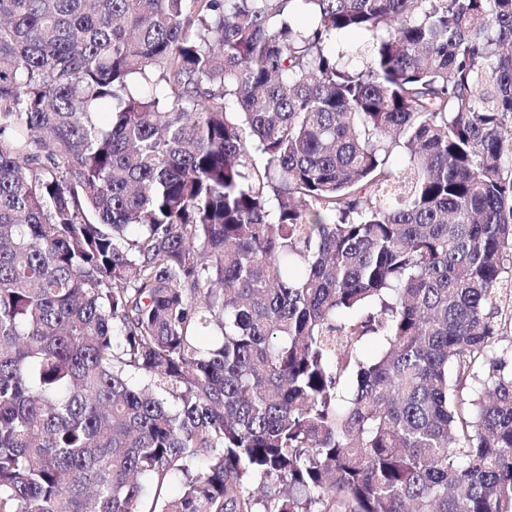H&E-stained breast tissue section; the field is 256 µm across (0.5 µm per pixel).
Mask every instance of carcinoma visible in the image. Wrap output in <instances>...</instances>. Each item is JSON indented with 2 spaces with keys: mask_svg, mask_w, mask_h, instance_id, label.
I'll use <instances>...</instances> for the list:
<instances>
[{
  "mask_svg": "<svg viewBox=\"0 0 512 512\" xmlns=\"http://www.w3.org/2000/svg\"><path fill=\"white\" fill-rule=\"evenodd\" d=\"M511 283L512 0H0V512H512Z\"/></svg>",
  "mask_w": 512,
  "mask_h": 512,
  "instance_id": "1",
  "label": "carcinoma"
}]
</instances>
